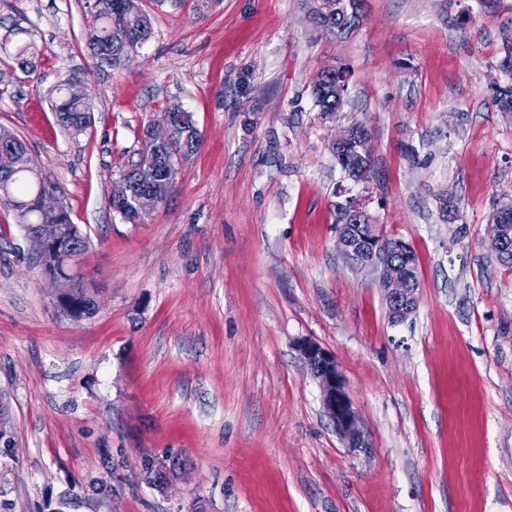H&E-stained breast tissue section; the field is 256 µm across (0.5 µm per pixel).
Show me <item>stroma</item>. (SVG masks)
I'll use <instances>...</instances> for the list:
<instances>
[{
    "instance_id": "obj_1",
    "label": "stroma",
    "mask_w": 512,
    "mask_h": 512,
    "mask_svg": "<svg viewBox=\"0 0 512 512\" xmlns=\"http://www.w3.org/2000/svg\"><path fill=\"white\" fill-rule=\"evenodd\" d=\"M85 3L0 0V127L87 236L80 270L99 290L94 316L62 315L0 208L12 512H512V270L488 248L493 207L512 205V115L492 89L512 0H364L342 39L305 0H166L105 71ZM339 66L349 92L324 119L311 81ZM68 77L92 108L79 134L53 110ZM173 104L200 146L166 202L125 223L107 199L141 122ZM356 120L376 219L417 256L418 308L396 325L337 247L330 146ZM303 338L335 356L366 447L324 413Z\"/></svg>"
}]
</instances>
